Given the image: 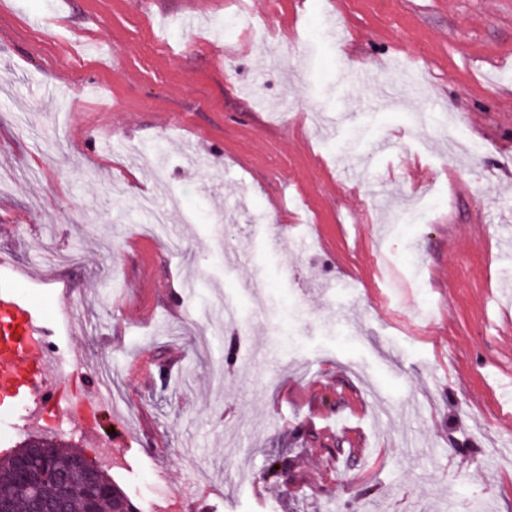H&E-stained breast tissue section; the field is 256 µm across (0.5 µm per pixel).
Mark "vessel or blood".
Returning <instances> with one entry per match:
<instances>
[{"label": "vessel or blood", "instance_id": "vessel-or-blood-1", "mask_svg": "<svg viewBox=\"0 0 512 512\" xmlns=\"http://www.w3.org/2000/svg\"><path fill=\"white\" fill-rule=\"evenodd\" d=\"M71 311L60 304L55 319H47L14 287L0 285V411H9L12 401L33 402L42 409L53 405L63 391L58 383L74 369L84 368L78 353L51 356L50 338L55 329H70ZM51 364L53 376L42 367Z\"/></svg>", "mask_w": 512, "mask_h": 512}]
</instances>
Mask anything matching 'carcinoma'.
Wrapping results in <instances>:
<instances>
[{"label": "carcinoma", "mask_w": 512, "mask_h": 512, "mask_svg": "<svg viewBox=\"0 0 512 512\" xmlns=\"http://www.w3.org/2000/svg\"><path fill=\"white\" fill-rule=\"evenodd\" d=\"M73 450L65 449L64 444L49 439L32 457V474H37L49 465L63 475V480L52 490L40 494L41 510H36L33 497L25 492L15 477L12 455L0 457V503L6 504L10 512H56L63 508L72 510L80 505L85 497L84 475L70 469L69 458ZM288 461L273 459L266 470L264 478L288 482Z\"/></svg>", "instance_id": "carcinoma-1"}]
</instances>
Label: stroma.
<instances>
[{
    "label": "stroma",
    "instance_id": "stroma-1",
    "mask_svg": "<svg viewBox=\"0 0 512 512\" xmlns=\"http://www.w3.org/2000/svg\"><path fill=\"white\" fill-rule=\"evenodd\" d=\"M1 252L112 405L17 404L0 457L112 448L158 512H512V0H0Z\"/></svg>",
    "mask_w": 512,
    "mask_h": 512
}]
</instances>
